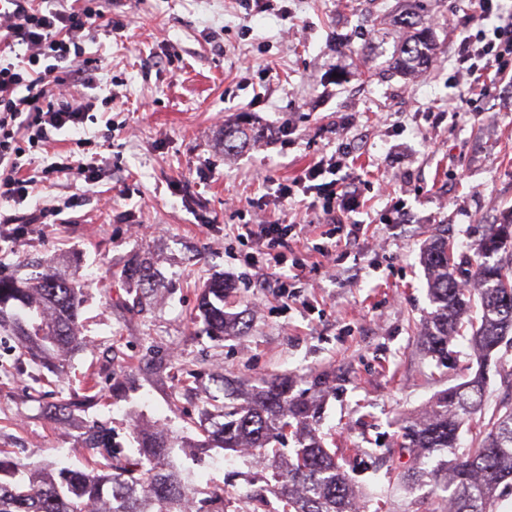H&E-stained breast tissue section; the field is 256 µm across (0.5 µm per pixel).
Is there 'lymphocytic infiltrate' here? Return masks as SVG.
Here are the masks:
<instances>
[{
  "label": "lymphocytic infiltrate",
  "instance_id": "lymphocytic-infiltrate-1",
  "mask_svg": "<svg viewBox=\"0 0 512 512\" xmlns=\"http://www.w3.org/2000/svg\"><path fill=\"white\" fill-rule=\"evenodd\" d=\"M480 14L475 30L467 32L456 52L457 69L471 82L462 98L475 108L489 93L482 78L512 71V16L502 15L496 0H478ZM105 12L100 0H0V202L23 203L37 181L51 176H70L92 182L94 162L61 160L45 165L39 175L23 176V144L39 148L54 135L79 131L96 107V97L71 103L66 89L74 83L93 82L92 58L86 57L84 43L96 30ZM25 47L19 61L7 59V52ZM341 156L320 158L305 167L292 183L279 184L274 202L297 193L315 194L323 224H337L339 213L359 207V190L345 172ZM292 225L273 220L244 224L238 234L247 249L243 265L260 274L277 288L282 299L292 298V271L303 270L304 259L293 256Z\"/></svg>",
  "mask_w": 512,
  "mask_h": 512
}]
</instances>
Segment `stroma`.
Wrapping results in <instances>:
<instances>
[{"mask_svg":"<svg viewBox=\"0 0 512 512\" xmlns=\"http://www.w3.org/2000/svg\"><path fill=\"white\" fill-rule=\"evenodd\" d=\"M412 0H116L114 24L86 41L99 58L95 93L104 99L84 135L102 175L89 184L60 179L20 204L14 235L0 240V277L23 263L64 268L84 286L82 350L48 348L41 373L17 337L0 331V460L44 465L68 457L85 466L79 437L100 423L133 453L134 427L158 426L181 438L172 457L192 484L224 490V512L266 489L249 458L214 448L197 453L215 381L251 383L285 375L298 390L311 375L332 377L324 392L323 434L342 448L341 464L362 493L365 512L388 499L389 512H432L430 486L405 490L390 478L406 470L400 420L421 412L466 373L437 367L421 348L431 313L419 257L435 227L457 251H472L484 225L512 209V81H494L478 111L458 99L454 64L475 0H424L419 18L433 33L435 64L404 75L388 69ZM352 50L336 51L337 37ZM345 81H336L338 72ZM247 129L238 152L224 151L226 127ZM346 129L335 140L333 129ZM346 143L362 192L344 224L363 230L334 259L312 246L316 214L289 200L257 207L272 183H286L315 158ZM43 209L40 224L25 213ZM405 221H395L396 209ZM278 219L305 258L300 297L282 303L256 292L255 275L233 257L241 224ZM143 257L163 284L143 302L118 277ZM228 288L224 311L247 321L239 336H208L197 310L214 277ZM485 410L512 403V333L497 350ZM75 400L64 418L46 408Z\"/></svg>","mask_w":512,"mask_h":512,"instance_id":"1","label":"stroma"}]
</instances>
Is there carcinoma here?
Here are the masks:
<instances>
[{
    "instance_id": "obj_1",
    "label": "carcinoma",
    "mask_w": 512,
    "mask_h": 512,
    "mask_svg": "<svg viewBox=\"0 0 512 512\" xmlns=\"http://www.w3.org/2000/svg\"><path fill=\"white\" fill-rule=\"evenodd\" d=\"M413 34L397 43L393 56L404 69L428 59L430 29L405 20ZM427 273L434 310L424 323L422 345L449 369L457 363L452 340L463 327L471 329L470 346L479 369L467 381L437 392L429 405L401 423L400 453L412 464L397 478L408 488L426 483L446 492L438 509L448 512H497L503 490L512 486V404L482 414L487 390L484 367L512 332V211L486 226L474 256L455 255L448 237L436 232L420 255ZM146 293L160 286L144 261L128 264L119 278ZM222 279L201 287L199 310L212 330L240 334L239 322L224 314ZM82 300L76 282L64 270L36 273L21 280L0 279V330L13 332L23 348L38 351L46 344L75 350ZM223 419L212 436L222 448L251 456L271 473V491L282 512H362L355 480L338 462L316 428L320 405L292 394L287 377L273 376L244 390L223 380ZM478 427L479 439L458 452L463 425ZM296 444L284 457L279 446ZM83 447L92 457L86 469L18 464L11 481H0V512H202L196 489L170 457L173 437L142 431L134 455L121 457L102 428L83 433ZM441 456L427 469L428 459Z\"/></svg>"
}]
</instances>
